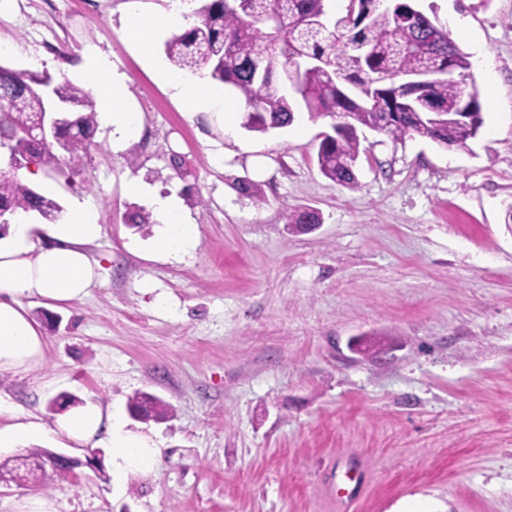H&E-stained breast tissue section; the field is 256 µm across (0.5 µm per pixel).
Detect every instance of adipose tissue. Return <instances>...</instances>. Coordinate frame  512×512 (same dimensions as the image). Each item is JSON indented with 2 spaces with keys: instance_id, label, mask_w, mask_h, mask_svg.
Masks as SVG:
<instances>
[{
  "instance_id": "ef3b65f1",
  "label": "adipose tissue",
  "mask_w": 512,
  "mask_h": 512,
  "mask_svg": "<svg viewBox=\"0 0 512 512\" xmlns=\"http://www.w3.org/2000/svg\"><path fill=\"white\" fill-rule=\"evenodd\" d=\"M181 21L182 15L176 10L151 20L134 14L127 18L124 32L147 56L154 35ZM154 71L192 111L223 106L224 131L233 133L238 104L222 101L201 78L182 79L159 65ZM84 72L91 85L104 87L100 118L112 129L113 150L125 149L138 141L143 117L130 108L124 73L111 69L101 55L88 58ZM124 192L139 198L152 212L159 226L154 252L170 260H182L194 247L197 230L187 219L184 199L178 191L167 195L153 193L140 180L131 179ZM101 231L94 212L82 204L76 205L60 224H36L31 217L22 215L7 226L0 237V373H24L43 364L47 342L38 324L29 318L24 302L33 299L57 308L86 297L100 277L101 263L90 259L83 247L99 240ZM101 432L106 435L115 473L139 470L153 463L156 447L127 431L100 402L87 400L72 406L50 424L18 415L0 403V448H16L49 433L76 444H87Z\"/></svg>"
}]
</instances>
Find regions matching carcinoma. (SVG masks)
<instances>
[{
    "mask_svg": "<svg viewBox=\"0 0 512 512\" xmlns=\"http://www.w3.org/2000/svg\"><path fill=\"white\" fill-rule=\"evenodd\" d=\"M326 0H205L191 29L173 35L165 53L177 69L201 70L244 102L243 126L283 129L305 110L330 119L320 134L319 171L354 189L360 135L377 128L394 141L418 136L443 148L464 147L483 126L469 56L448 29L416 0H345V13L327 25ZM58 108L70 124L59 130L64 150L19 136L42 113ZM96 103L67 77L54 78L0 64V151L27 154L48 176L76 169L89 155L97 127ZM0 208L33 212L43 224L62 211L53 198L0 170ZM308 231L321 223L304 208L287 217ZM131 416L162 419L166 404L149 393L129 398Z\"/></svg>",
    "mask_w": 512,
    "mask_h": 512,
    "instance_id": "obj_1",
    "label": "carcinoma"
}]
</instances>
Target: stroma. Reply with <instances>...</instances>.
Instances as JSON below:
<instances>
[{"label": "stroma", "mask_w": 512, "mask_h": 512, "mask_svg": "<svg viewBox=\"0 0 512 512\" xmlns=\"http://www.w3.org/2000/svg\"><path fill=\"white\" fill-rule=\"evenodd\" d=\"M420 4L468 54L483 126L453 149L368 133L350 190L317 168L324 119L238 128L215 161L219 111L188 115L122 33L174 0H0L1 64L83 87L84 60L106 56L144 118L120 151L98 127L83 166L55 178L54 199L102 226L87 246L101 278L65 308L29 304L45 360L0 374V401L49 423L60 395L97 400L159 449L117 478L96 448L42 440L81 467L0 484V512L31 493L56 512H512V0ZM132 178L179 188L190 256L151 258L157 225L125 222L144 208L122 190ZM301 208L315 229L288 228ZM139 392L167 419H132ZM357 463L347 508L336 489Z\"/></svg>", "instance_id": "1"}]
</instances>
